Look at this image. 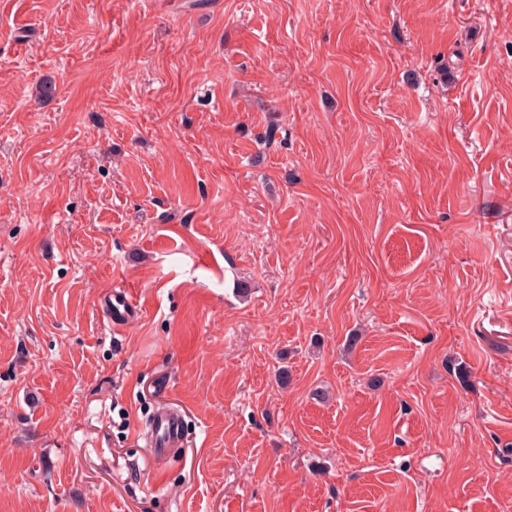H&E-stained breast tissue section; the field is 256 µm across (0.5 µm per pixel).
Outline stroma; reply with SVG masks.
I'll use <instances>...</instances> for the list:
<instances>
[{
	"mask_svg": "<svg viewBox=\"0 0 512 512\" xmlns=\"http://www.w3.org/2000/svg\"><path fill=\"white\" fill-rule=\"evenodd\" d=\"M0 512H512V0H0ZM104 307L112 321L113 327L132 323L140 313L136 299L126 288L110 291L105 295ZM184 439L183 415L180 411L162 407L152 418L149 430L151 455L158 464L164 463L172 451L181 448Z\"/></svg>",
	"mask_w": 512,
	"mask_h": 512,
	"instance_id": "stroma-1",
	"label": "stroma"
}]
</instances>
